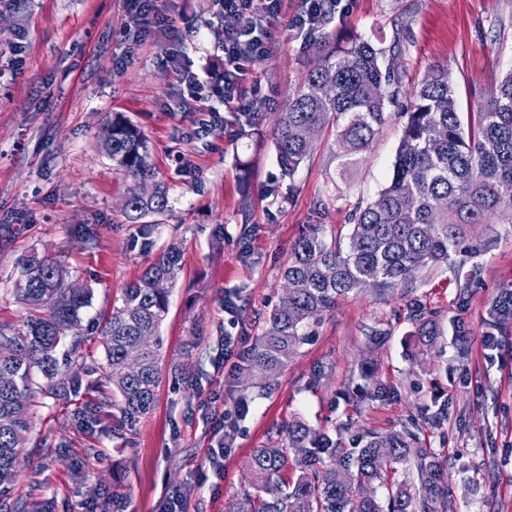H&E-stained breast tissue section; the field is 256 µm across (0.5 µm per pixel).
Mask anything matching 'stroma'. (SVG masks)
I'll list each match as a JSON object with an SVG mask.
<instances>
[{"mask_svg": "<svg viewBox=\"0 0 512 512\" xmlns=\"http://www.w3.org/2000/svg\"><path fill=\"white\" fill-rule=\"evenodd\" d=\"M159 7L183 31L182 64L209 80L224 63L225 33L241 18H214L209 0ZM300 7L288 0L267 20L272 52L248 65L241 100L262 118L244 135L222 100L201 106L181 94L178 72L159 60L168 36L136 45L142 20L124 0H0V323H22L11 287L17 259L32 249L60 260L69 283L92 295L77 330L84 363L63 366L65 396L37 394L0 512H74L87 498L94 512H160L171 496L192 512H231L251 489V455L283 440L289 423L303 421L348 448L363 430L385 434L413 418L448 469L457 512H512V320L490 312L500 290L512 288V222L477 228L468 252L450 253L415 282L342 298L276 375L250 378L224 366L225 334L249 347L260 336L307 225L347 237L353 205L374 199L392 169L404 124L397 114L347 179L336 174L328 135L277 196L265 195L277 172L278 114L321 50L357 37L386 50L400 45L404 89L447 68L464 113L512 69V0H351L311 37L292 28ZM118 113L142 130L168 188L172 212L162 223L133 224L122 212L129 182L100 142ZM246 223L254 228L247 240ZM171 246L182 270L159 330L155 405L127 425L112 405L102 320ZM417 314L440 327L425 351L409 338ZM374 330L386 333L382 345H372ZM369 359L385 392L352 403ZM440 411L447 420L432 425ZM221 446L228 454L219 474L206 457Z\"/></svg>", "mask_w": 512, "mask_h": 512, "instance_id": "obj_1", "label": "stroma"}]
</instances>
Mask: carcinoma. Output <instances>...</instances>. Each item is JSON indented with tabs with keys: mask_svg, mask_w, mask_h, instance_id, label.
I'll use <instances>...</instances> for the list:
<instances>
[{
	"mask_svg": "<svg viewBox=\"0 0 512 512\" xmlns=\"http://www.w3.org/2000/svg\"><path fill=\"white\" fill-rule=\"evenodd\" d=\"M402 53L386 55L357 38L334 48L310 68L280 113L273 145L280 180L309 161L316 143L335 132L339 176L357 167L375 136L390 121L404 77ZM473 125L463 126L455 83L436 68L410 92L405 123L389 183L376 198L351 210L347 240L311 224L294 243L283 279L287 291L266 318V328L248 355V370L282 368L338 300L361 288H392L426 268L448 262L475 229L495 218L512 221V72L478 101ZM113 165L131 181L124 215L137 223L164 217L166 187L156 181L141 130L116 116L101 136ZM175 248L160 253L140 277L123 288L103 329L106 374L119 398L120 420L133 423L154 406L160 379L159 328L169 307V289L180 269ZM13 293L24 305L22 325L0 323V497L17 476L21 449L32 428L31 407L39 391H67L58 348L79 325L90 291L66 283L63 266L35 250L19 258ZM491 312L512 319V289H502ZM412 331L419 350L439 336L436 320L418 316ZM417 424L387 434L357 436L346 450L301 421L285 439L258 449L248 461L257 494L245 495L236 512H454L448 476L430 450L420 446ZM294 449L288 460L286 449ZM293 465L288 487L279 473Z\"/></svg>",
	"mask_w": 512,
	"mask_h": 512,
	"instance_id": "cac0c4a2",
	"label": "carcinoma"
}]
</instances>
